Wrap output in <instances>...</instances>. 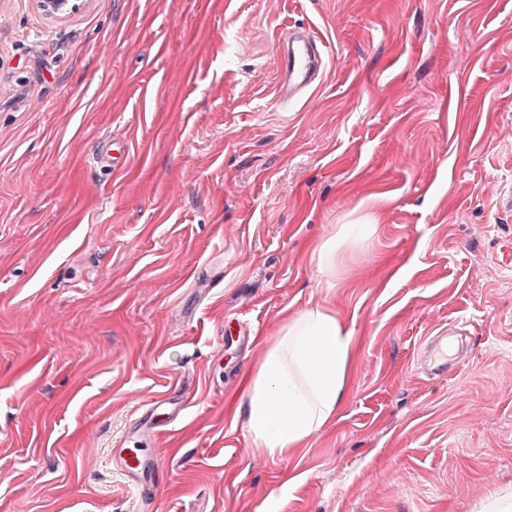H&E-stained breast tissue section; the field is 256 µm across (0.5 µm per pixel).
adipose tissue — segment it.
Instances as JSON below:
<instances>
[{
    "instance_id": "1",
    "label": "adipose tissue",
    "mask_w": 512,
    "mask_h": 512,
    "mask_svg": "<svg viewBox=\"0 0 512 512\" xmlns=\"http://www.w3.org/2000/svg\"><path fill=\"white\" fill-rule=\"evenodd\" d=\"M355 347L330 308L317 305L287 319L231 404L253 447L285 458L334 421L349 394Z\"/></svg>"
}]
</instances>
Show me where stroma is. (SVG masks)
<instances>
[{"instance_id": "stroma-1", "label": "stroma", "mask_w": 512, "mask_h": 512, "mask_svg": "<svg viewBox=\"0 0 512 512\" xmlns=\"http://www.w3.org/2000/svg\"><path fill=\"white\" fill-rule=\"evenodd\" d=\"M295 25L326 71L289 111ZM510 74L512 0H0V512H472L511 486ZM317 304L356 338L349 395L273 460L229 405ZM175 394L133 493L122 442ZM39 9L47 16L65 18L80 10L83 0H37ZM324 43L305 26L290 27L277 41V101H297L317 88L325 68ZM436 338L440 340L436 342V339H433L426 345L425 361L432 365L434 375H444L446 374V366L444 363H437V361L448 356V338L446 336H437Z\"/></svg>"}]
</instances>
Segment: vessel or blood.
I'll return each mask as SVG.
<instances>
[{"label":"vessel or blood","mask_w":512,"mask_h":512,"mask_svg":"<svg viewBox=\"0 0 512 512\" xmlns=\"http://www.w3.org/2000/svg\"><path fill=\"white\" fill-rule=\"evenodd\" d=\"M324 43L313 31L303 26H294L281 34L277 41L278 73L280 80L277 100L292 102L306 96L317 88L325 68ZM426 359L434 374L446 372L444 359L448 355V340L429 342L425 348ZM157 429L154 418H146L141 429L129 436L130 450L120 455L119 460L135 489H144L148 475L157 473L158 463L154 455L147 453L149 436Z\"/></svg>","instance_id":"1"}]
</instances>
